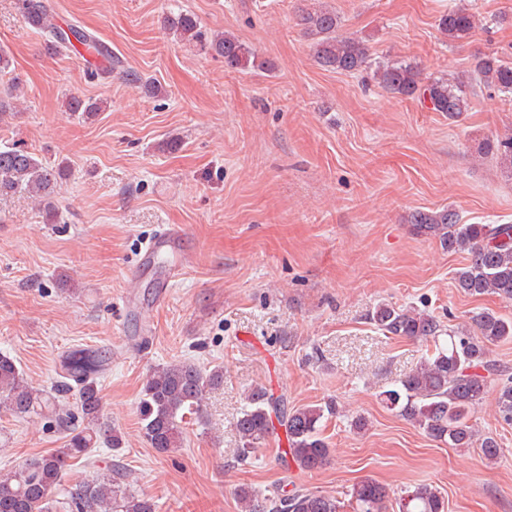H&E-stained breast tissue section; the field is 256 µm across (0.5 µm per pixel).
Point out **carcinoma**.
I'll return each mask as SVG.
<instances>
[{
    "label": "carcinoma",
    "mask_w": 512,
    "mask_h": 512,
    "mask_svg": "<svg viewBox=\"0 0 512 512\" xmlns=\"http://www.w3.org/2000/svg\"><path fill=\"white\" fill-rule=\"evenodd\" d=\"M23 21L42 32L56 49L93 51L112 56L94 35L74 26L61 28L46 0H18ZM296 25L311 40L314 62L326 71L358 75L370 68L371 52L365 40L340 34L342 21L336 11L301 6ZM473 9L455 6L438 19V29L449 42L465 40L476 31ZM169 30L188 41L209 45L232 70L266 68V62L246 43L231 34H207L195 15L179 13L166 20ZM373 79L386 90L423 103L433 112L452 118L470 108L471 95L479 90L512 94V63L495 52L476 58L468 81L456 77L428 79L407 60H388L377 65ZM68 111L90 118L103 110V102L72 97ZM496 156L500 168L512 179V131L486 142L477 149L484 157ZM66 166H52L34 153L12 145L0 146V194L20 193L44 203L46 214L55 210L49 202L66 176ZM409 223L419 235L430 236L450 252L466 253V264L455 273L456 287L471 296L492 294L512 301V224H463L450 207L418 210ZM386 336H402L425 343L419 366L380 393L385 406L412 422L430 438L453 448L479 447L490 462L497 459L498 443L492 437L476 438L473 413L483 401L488 377L502 371L488 358L491 345L512 339V319L483 311L471 323L449 331L435 316L412 307L382 303L370 317ZM103 350H78L61 361L60 380L53 391L31 386L13 358L0 353V410L16 417L36 415L68 432L61 448L17 468L0 471V512H51L52 496L62 487L70 463L88 458L101 444L122 447V436L104 421L97 373L108 364ZM224 383V372L203 373L194 363L182 361L155 368L145 379L139 403L141 430L146 442L161 454L181 447L183 423L187 416L201 417L206 391ZM75 392L82 426L72 425L70 412L59 407L58 398ZM498 412L512 422V377L501 379ZM336 405L288 407V401L264 387L253 388L234 427L239 437L240 459L279 425L285 430V444L278 457L290 459L303 471H315L329 459L331 450L322 437L325 420L335 416ZM126 471L115 464L91 482L77 481L65 487L67 512H157L155 502L128 489ZM242 512H388L389 494L384 485L366 478L354 484L348 502L309 490L259 496L246 489L238 491ZM400 512H444L445 501L438 489L423 484L405 493Z\"/></svg>",
    "instance_id": "obj_1"
}]
</instances>
